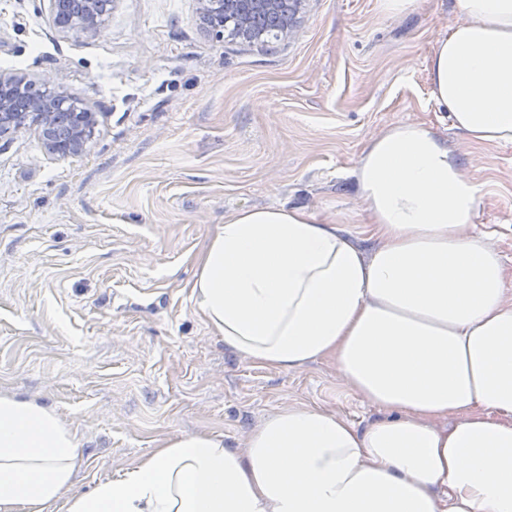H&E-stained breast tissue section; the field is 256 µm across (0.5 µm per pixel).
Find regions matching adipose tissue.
I'll list each match as a JSON object with an SVG mask.
<instances>
[{
    "instance_id": "obj_1",
    "label": "adipose tissue",
    "mask_w": 512,
    "mask_h": 512,
    "mask_svg": "<svg viewBox=\"0 0 512 512\" xmlns=\"http://www.w3.org/2000/svg\"><path fill=\"white\" fill-rule=\"evenodd\" d=\"M456 5L431 97L470 141L511 143L512 0ZM353 174L371 254L320 211L237 209L190 288L225 347L280 370L331 361L382 419L290 406L244 448L185 433L77 493V433L0 394V512H512V297L480 190L422 123L372 138Z\"/></svg>"
}]
</instances>
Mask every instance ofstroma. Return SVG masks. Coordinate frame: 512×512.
<instances>
[{"label": "stroma", "mask_w": 512, "mask_h": 512, "mask_svg": "<svg viewBox=\"0 0 512 512\" xmlns=\"http://www.w3.org/2000/svg\"><path fill=\"white\" fill-rule=\"evenodd\" d=\"M302 0L292 31L205 32L196 0H114L97 33L55 30L49 0H0V70L65 86L96 114L83 153L37 129L0 137V394L53 408L82 439L89 492L182 433L228 448L280 409L379 418L329 361L253 364L189 282L234 208L308 207L369 237L352 172L364 145L427 124L481 189L512 294V143L471 142L432 101L427 60L456 0Z\"/></svg>", "instance_id": "stroma-1"}]
</instances>
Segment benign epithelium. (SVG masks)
<instances>
[{"mask_svg":"<svg viewBox=\"0 0 512 512\" xmlns=\"http://www.w3.org/2000/svg\"><path fill=\"white\" fill-rule=\"evenodd\" d=\"M300 4L301 0H198V10L201 23L215 35L224 36L227 18L235 20L240 37L251 41L265 21L288 34ZM111 11L112 0H50L52 24L62 33H96ZM26 83V77L16 72L0 71V129L9 133L35 127L57 157L82 153L94 135L95 113L73 109L72 95L47 75L39 79L38 92L21 103L12 91Z\"/></svg>","mask_w":512,"mask_h":512,"instance_id":"1","label":"benign epithelium"}]
</instances>
